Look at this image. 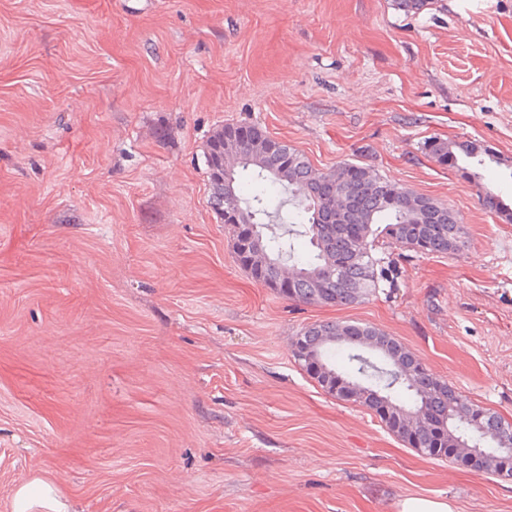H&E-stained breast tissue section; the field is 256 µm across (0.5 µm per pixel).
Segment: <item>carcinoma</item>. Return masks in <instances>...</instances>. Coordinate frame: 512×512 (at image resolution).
<instances>
[{
	"instance_id": "cac0c4a2",
	"label": "carcinoma",
	"mask_w": 512,
	"mask_h": 512,
	"mask_svg": "<svg viewBox=\"0 0 512 512\" xmlns=\"http://www.w3.org/2000/svg\"><path fill=\"white\" fill-rule=\"evenodd\" d=\"M224 153L232 180L209 176L210 204L216 215L234 211L224 222L235 260L252 279L269 286L291 280L286 299L303 305L348 307L401 275L400 261L382 246L397 243L407 254L463 256L468 234L458 212L445 203L393 183L368 166L343 163L314 168L307 158L255 126H226L215 132L207 152ZM426 154L460 172L479 187L485 209L512 219V208L484 188L481 174L459 158L501 163L491 148L468 139L431 137ZM304 237L309 250L292 245ZM300 349L321 367L352 383L343 401L378 417L408 448L428 441L442 428V447L421 452L463 467L470 450L484 448L480 470L502 475L498 448L512 447V424L429 372L409 375L416 355L378 327L354 321L320 320L301 327Z\"/></svg>"
}]
</instances>
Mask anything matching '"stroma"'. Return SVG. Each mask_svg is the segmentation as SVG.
Listing matches in <instances>:
<instances>
[{
    "instance_id": "1",
    "label": "stroma",
    "mask_w": 512,
    "mask_h": 512,
    "mask_svg": "<svg viewBox=\"0 0 512 512\" xmlns=\"http://www.w3.org/2000/svg\"><path fill=\"white\" fill-rule=\"evenodd\" d=\"M240 123L447 203L469 252L342 309L255 283L204 159ZM455 135L512 206V0H0V512L35 477L73 512H512L290 354L369 323L512 418V224L425 153Z\"/></svg>"
}]
</instances>
